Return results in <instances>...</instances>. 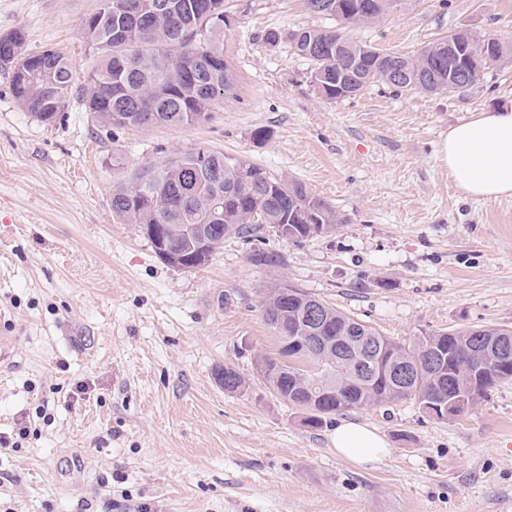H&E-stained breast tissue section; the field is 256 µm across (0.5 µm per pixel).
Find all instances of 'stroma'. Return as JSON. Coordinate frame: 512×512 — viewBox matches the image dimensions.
<instances>
[{"label":"stroma","instance_id":"1","mask_svg":"<svg viewBox=\"0 0 512 512\" xmlns=\"http://www.w3.org/2000/svg\"><path fill=\"white\" fill-rule=\"evenodd\" d=\"M97 0H0V34L61 52L83 86L96 54L81 22ZM234 87L207 121L100 127L73 94L41 122L0 69V512H512V379L438 421L410 399L321 427L258 376L279 340L260 300L288 281L402 344L440 329L512 326V196L461 195L436 161L441 136L512 105V63L453 93L379 84L329 101L287 36L332 28L307 0H227ZM512 40V0H394L355 39L410 55L454 30ZM281 35L277 45L267 32ZM270 136L255 140V129ZM205 145L304 184L343 222L296 244L263 224L230 236L199 268L165 263L112 214V187ZM280 267L254 265V246ZM249 386L225 392L216 373ZM376 429L389 454H337L341 422Z\"/></svg>","mask_w":512,"mask_h":512}]
</instances>
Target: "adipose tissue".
<instances>
[{"label":"adipose tissue","instance_id":"obj_1","mask_svg":"<svg viewBox=\"0 0 512 512\" xmlns=\"http://www.w3.org/2000/svg\"><path fill=\"white\" fill-rule=\"evenodd\" d=\"M437 160L465 197L492 201L512 195V106L475 113L449 128ZM332 443L359 464L377 462L386 451L382 437L361 424L337 425Z\"/></svg>","mask_w":512,"mask_h":512}]
</instances>
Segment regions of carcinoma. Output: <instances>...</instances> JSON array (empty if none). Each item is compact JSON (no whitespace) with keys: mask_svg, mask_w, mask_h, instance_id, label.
I'll use <instances>...</instances> for the list:
<instances>
[{"mask_svg":"<svg viewBox=\"0 0 512 512\" xmlns=\"http://www.w3.org/2000/svg\"><path fill=\"white\" fill-rule=\"evenodd\" d=\"M225 0H97L96 9L82 21L83 37L96 49L97 59L82 86L86 111L110 127H180L209 118L210 108L234 86L233 72L224 59V30L213 22L227 15ZM112 8H107V4ZM381 13L343 14L338 28H307L301 37L289 35L294 50L312 62L310 77L320 74L327 85L323 97L336 100V80L355 62L364 81L361 87L381 83L397 92L391 59H399L416 77L442 62L448 66V50L440 40L422 46L415 54L387 52L355 41L345 29L378 22ZM15 52L0 53V67L12 68V77L34 67L27 86L13 85L18 103L41 122L49 100L68 101L73 90L74 64L50 49L39 54L24 50L22 30L10 32ZM348 46V54L336 57V40ZM487 45L492 64L512 62V42L495 34L478 36ZM112 213L141 232L154 224L169 226L165 246L169 253L189 256L197 245L209 243L208 254L226 236L250 235L254 224L288 225L282 238L302 243L328 234L342 223L336 209L311 194L297 180L275 177L242 156L224 154L207 146L179 152L159 163L136 170L128 181L112 189ZM253 263L276 268L278 252L253 248ZM313 301L329 316L334 333L347 331L371 337V342L390 350V373L359 385L348 358L312 356L302 352L307 329L296 318L302 301ZM263 316L271 322L276 311L284 312L288 341L296 348L280 351V357L262 356L263 380L283 400L307 413L305 422L319 427L340 411L378 402L410 398L423 409L438 406L431 417L452 420L463 414L451 400L467 398L466 410L474 408L495 383L512 378V329L501 326H463L419 336L411 345L397 343L362 321L350 317L300 288L286 283L268 289L261 301ZM497 356L493 377L484 375L482 363L489 353ZM244 378L224 368V391L245 389Z\"/></svg>","mask_w":512,"mask_h":512,"instance_id":"cac0c4a2","label":"carcinoma"}]
</instances>
